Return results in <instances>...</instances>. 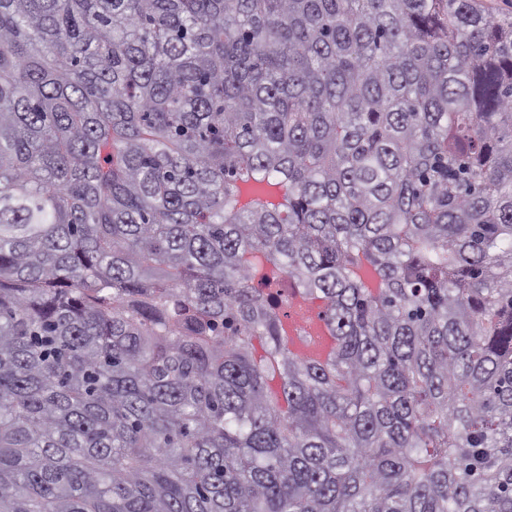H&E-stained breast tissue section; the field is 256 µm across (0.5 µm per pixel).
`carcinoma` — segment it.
I'll list each match as a JSON object with an SVG mask.
<instances>
[{
	"instance_id": "cac0c4a2",
	"label": "carcinoma",
	"mask_w": 512,
	"mask_h": 512,
	"mask_svg": "<svg viewBox=\"0 0 512 512\" xmlns=\"http://www.w3.org/2000/svg\"><path fill=\"white\" fill-rule=\"evenodd\" d=\"M0 512H512V20L0 0Z\"/></svg>"
}]
</instances>
